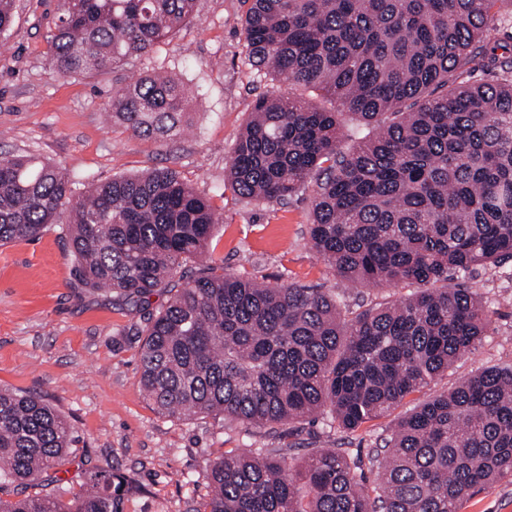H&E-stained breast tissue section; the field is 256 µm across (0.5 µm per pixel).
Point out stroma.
I'll use <instances>...</instances> for the list:
<instances>
[{"label":"stroma","mask_w":512,"mask_h":512,"mask_svg":"<svg viewBox=\"0 0 512 512\" xmlns=\"http://www.w3.org/2000/svg\"><path fill=\"white\" fill-rule=\"evenodd\" d=\"M58 0H14L0 37V151L54 162L83 181H105L170 166L211 201L218 215L207 261L269 285L295 284L346 294L350 304L398 300L407 286L362 287L343 280L311 244L309 193L281 204L250 203L224 184V167L256 101L296 94L256 75L248 62L244 0H197L195 19L148 55L73 77L49 69ZM162 69L190 92L192 129L160 141L132 136L110 114L112 96ZM70 240L58 227L39 239L0 246V388L41 396L70 422L67 463L31 484L0 486V498L79 497L87 475H112L117 512H207L205 461L231 450L277 448L290 462L324 446L321 420L279 432L204 415L159 412L139 385L140 331L168 299L151 296L132 312L111 293H85L72 275ZM467 284L483 300L490 330L471 353L406 398L389 415L341 437L351 459L380 452L394 422L418 403L482 370L512 364V261L477 269ZM460 512H512V476L476 491Z\"/></svg>","instance_id":"1"}]
</instances>
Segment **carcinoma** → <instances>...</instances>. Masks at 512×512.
Returning a JSON list of instances; mask_svg holds the SVG:
<instances>
[{
    "label": "carcinoma",
    "mask_w": 512,
    "mask_h": 512,
    "mask_svg": "<svg viewBox=\"0 0 512 512\" xmlns=\"http://www.w3.org/2000/svg\"><path fill=\"white\" fill-rule=\"evenodd\" d=\"M197 0H59L50 68L72 77L141 57ZM250 66L319 92L256 101L226 168L244 199L312 191L310 239L352 283L413 285L350 309L340 294L268 286L209 268L148 319L140 385L162 413L270 430L322 417L352 433L420 391L489 330L482 302L452 281L512 260V0H248ZM14 0H0V36ZM480 68L489 81H471ZM192 99L146 74L112 97V121L152 138L180 129ZM353 144L344 145L346 137ZM47 161L0 153V243L52 224L74 277L136 309L205 255L218 223L173 167L75 192ZM70 423L41 397L0 389V486L65 461ZM370 488L343 448L298 468L268 448L205 462L209 512H459L512 475V366L483 370L397 421ZM0 512H116L112 474L80 498L0 499Z\"/></svg>",
    "instance_id": "carcinoma-1"
}]
</instances>
